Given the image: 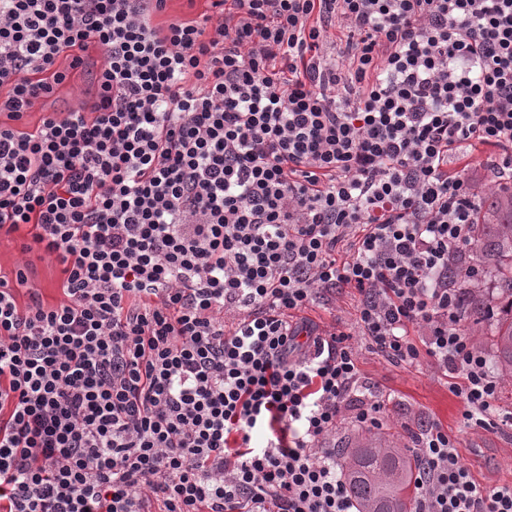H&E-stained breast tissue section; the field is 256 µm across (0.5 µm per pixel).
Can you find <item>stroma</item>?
I'll return each mask as SVG.
<instances>
[{
	"label": "stroma",
	"instance_id": "stroma-1",
	"mask_svg": "<svg viewBox=\"0 0 512 512\" xmlns=\"http://www.w3.org/2000/svg\"><path fill=\"white\" fill-rule=\"evenodd\" d=\"M84 64L72 70L46 102L36 103L27 118L28 128H35L43 113L66 112L75 106L92 111L96 98V73L104 62L94 45L83 51ZM33 229L0 237V274L12 275L17 266L27 265L29 283L39 290L44 303L61 301L59 265L42 252L32 249ZM357 293L346 288L337 293L330 306L313 304L303 310L325 330L350 333V343L358 356V366L365 380L371 382L387 416L386 430L407 437L421 421L439 423L457 435V451L473 478L483 486L512 484V427L491 430H465L460 425L461 404L448 390V381L429 364L416 367L396 366L372 346L368 337L352 333Z\"/></svg>",
	"mask_w": 512,
	"mask_h": 512
}]
</instances>
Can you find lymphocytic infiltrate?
<instances>
[{"label":"lymphocytic infiltrate","mask_w":512,"mask_h":512,"mask_svg":"<svg viewBox=\"0 0 512 512\" xmlns=\"http://www.w3.org/2000/svg\"><path fill=\"white\" fill-rule=\"evenodd\" d=\"M166 2L0 0V230L32 225L65 295L0 276V512H357L330 439L383 406L295 314L356 290L378 352L497 427L468 298L512 186V0H211L161 30ZM91 44L93 115L25 130ZM411 443L414 512H512L455 435Z\"/></svg>","instance_id":"1"}]
</instances>
